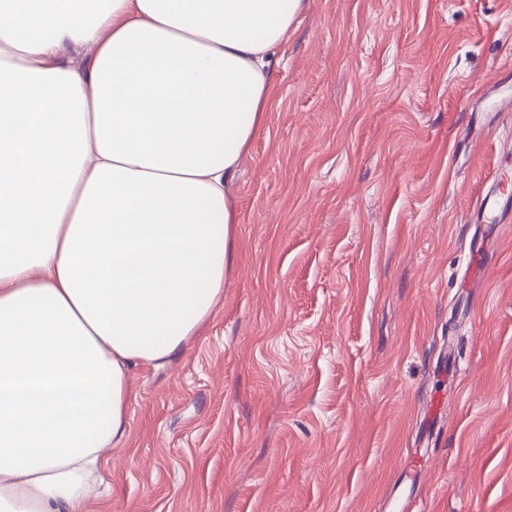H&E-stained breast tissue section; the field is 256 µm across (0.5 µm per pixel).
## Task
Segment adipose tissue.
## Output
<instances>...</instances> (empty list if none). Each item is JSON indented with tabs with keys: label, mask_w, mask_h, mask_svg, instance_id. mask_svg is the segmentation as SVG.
Masks as SVG:
<instances>
[{
	"label": "adipose tissue",
	"mask_w": 512,
	"mask_h": 512,
	"mask_svg": "<svg viewBox=\"0 0 512 512\" xmlns=\"http://www.w3.org/2000/svg\"><path fill=\"white\" fill-rule=\"evenodd\" d=\"M303 9L0 0V512H82L130 371L209 319Z\"/></svg>",
	"instance_id": "ef3b65f1"
}]
</instances>
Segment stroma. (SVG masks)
Segmentation results:
<instances>
[{
    "label": "stroma",
    "instance_id": "1",
    "mask_svg": "<svg viewBox=\"0 0 512 512\" xmlns=\"http://www.w3.org/2000/svg\"><path fill=\"white\" fill-rule=\"evenodd\" d=\"M504 98L512 0H307L232 186L234 273L132 370L85 512H512Z\"/></svg>",
    "mask_w": 512,
    "mask_h": 512
}]
</instances>
